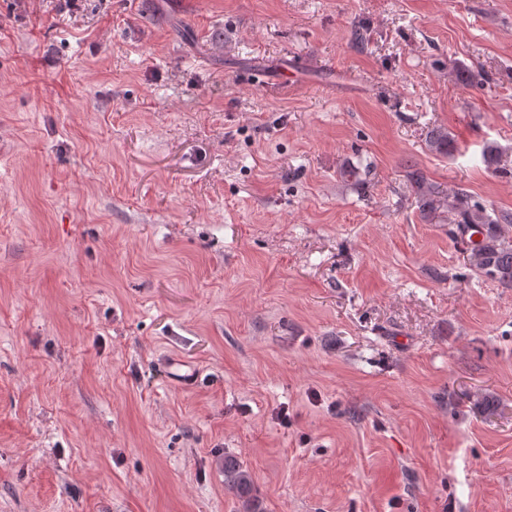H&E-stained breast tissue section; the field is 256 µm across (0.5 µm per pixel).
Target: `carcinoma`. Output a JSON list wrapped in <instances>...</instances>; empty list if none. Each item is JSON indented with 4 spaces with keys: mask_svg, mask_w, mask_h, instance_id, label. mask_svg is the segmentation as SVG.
<instances>
[{
    "mask_svg": "<svg viewBox=\"0 0 512 512\" xmlns=\"http://www.w3.org/2000/svg\"><path fill=\"white\" fill-rule=\"evenodd\" d=\"M429 143L431 149L439 153L449 154L456 150L454 140L441 129L430 131ZM408 176L415 188L422 217L427 219L440 204L420 171L412 170ZM450 207L455 213L454 235L468 239L467 251L475 274L512 287V213H490L471 202L463 191L454 194ZM224 480L242 500L246 512H256L255 483L251 473L237 461L226 458Z\"/></svg>",
    "mask_w": 512,
    "mask_h": 512,
    "instance_id": "1",
    "label": "carcinoma"
}]
</instances>
